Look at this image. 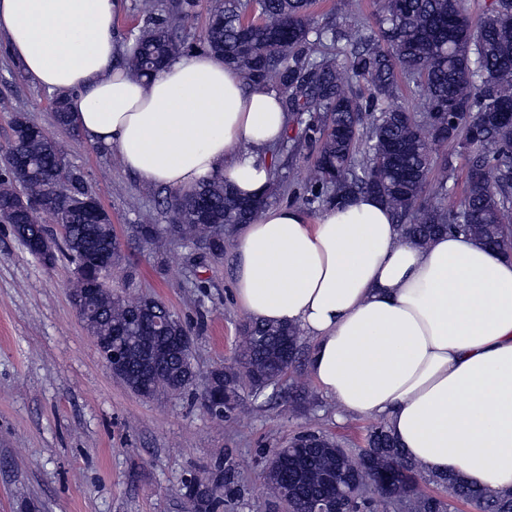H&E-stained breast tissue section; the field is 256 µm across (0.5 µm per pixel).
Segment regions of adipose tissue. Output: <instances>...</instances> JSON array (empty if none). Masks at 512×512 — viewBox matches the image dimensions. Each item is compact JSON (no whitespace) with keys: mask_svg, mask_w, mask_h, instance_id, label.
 <instances>
[{"mask_svg":"<svg viewBox=\"0 0 512 512\" xmlns=\"http://www.w3.org/2000/svg\"><path fill=\"white\" fill-rule=\"evenodd\" d=\"M122 0H0V35L38 88L66 96L84 139L179 192L214 176L270 186L287 122L278 94L207 51L148 80L113 68ZM233 294L258 322L297 325L307 368L345 413L384 422L407 457L497 494L512 490V256L448 233L402 238L362 194L309 217L266 207L238 226Z\"/></svg>","mask_w":512,"mask_h":512,"instance_id":"adipose-tissue-1","label":"adipose tissue"}]
</instances>
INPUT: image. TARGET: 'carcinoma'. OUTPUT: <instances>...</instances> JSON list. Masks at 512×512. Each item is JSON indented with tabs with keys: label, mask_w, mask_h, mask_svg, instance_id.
Segmentation results:
<instances>
[{
	"label": "carcinoma",
	"mask_w": 512,
	"mask_h": 512,
	"mask_svg": "<svg viewBox=\"0 0 512 512\" xmlns=\"http://www.w3.org/2000/svg\"><path fill=\"white\" fill-rule=\"evenodd\" d=\"M311 0H210L203 33L206 50L235 66L248 83L277 92L291 112L289 134L279 148L292 155L317 149L308 202L342 206L372 193L392 212L404 235L421 245L441 232H461L499 247L512 226V0H492L473 26L463 0H378V33L358 24L339 28L311 20ZM200 0H136L144 23L124 54L135 77L187 51L183 22ZM419 111L394 105L401 87ZM55 123L72 131L64 96L52 102ZM11 140L0 148V223L32 238L45 233L46 214L61 222V236L44 263L58 255L75 265L109 250V216L91 219L92 195L85 175L66 163L65 146L44 134L26 113L10 115ZM453 143L469 167L465 196L447 205L455 186L451 160L436 161L429 144ZM178 239L213 255L229 232L250 223L269 197L249 205L219 178L196 192L166 197ZM72 301L88 313L87 331L98 350L125 348L117 378L134 394L153 399L190 393L195 367L167 348L191 328L151 297L125 296L104 285L91 289L75 277ZM304 336L293 325L249 321L242 325L234 364L211 370L227 396L217 421L244 408L243 393L267 399L296 363ZM270 496L289 512H310L311 503L333 493L351 497L354 512H436L439 502L420 486L421 469L403 455L382 422L368 429L365 447L345 448L319 432L298 433L271 450L262 472ZM388 495L367 496L377 482ZM428 482L455 498H478L484 512H512V492L489 495L451 476ZM240 466L218 464L200 479L192 512H230L244 499Z\"/></svg>",
	"instance_id": "cac0c4a2"
}]
</instances>
